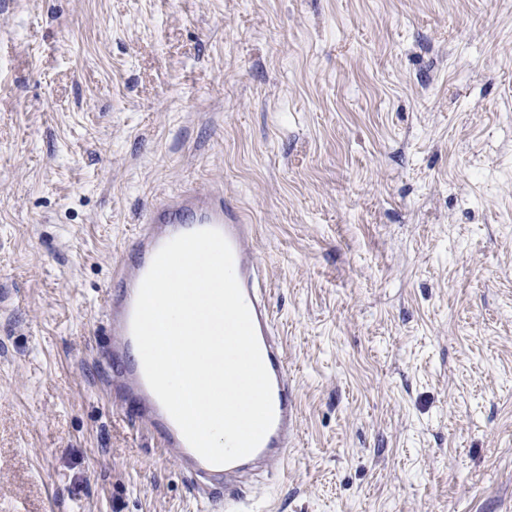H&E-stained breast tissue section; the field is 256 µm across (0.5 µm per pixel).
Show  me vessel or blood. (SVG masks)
Returning <instances> with one entry per match:
<instances>
[{
  "instance_id": "vessel-or-blood-1",
  "label": "vessel or blood",
  "mask_w": 512,
  "mask_h": 512,
  "mask_svg": "<svg viewBox=\"0 0 512 512\" xmlns=\"http://www.w3.org/2000/svg\"><path fill=\"white\" fill-rule=\"evenodd\" d=\"M219 230L234 256V272L250 310L262 359L272 382L274 420L256 450L225 465L203 459L184 439L179 427L149 387L131 324L140 284L159 249L172 238L202 229ZM254 227L242 213L231 207L220 187H188L150 202L133 241L131 259L121 261L108 282L105 317L107 332L103 347L113 375L116 398L134 403V416L143 428L159 434L164 452L172 456L193 490L207 494L206 512L217 504L210 493L224 489V506L242 512L244 493L240 477L247 467L272 470L287 465L291 438L298 430L299 405L288 374L284 342L277 332L267 297L265 270L251 247Z\"/></svg>"
}]
</instances>
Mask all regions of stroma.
Returning a JSON list of instances; mask_svg holds the SVG:
<instances>
[{
  "mask_svg": "<svg viewBox=\"0 0 512 512\" xmlns=\"http://www.w3.org/2000/svg\"><path fill=\"white\" fill-rule=\"evenodd\" d=\"M213 185L300 405L248 512H512V0H0V512H196L95 349Z\"/></svg>",
  "mask_w": 512,
  "mask_h": 512,
  "instance_id": "35a3bbf8",
  "label": "stroma"
}]
</instances>
